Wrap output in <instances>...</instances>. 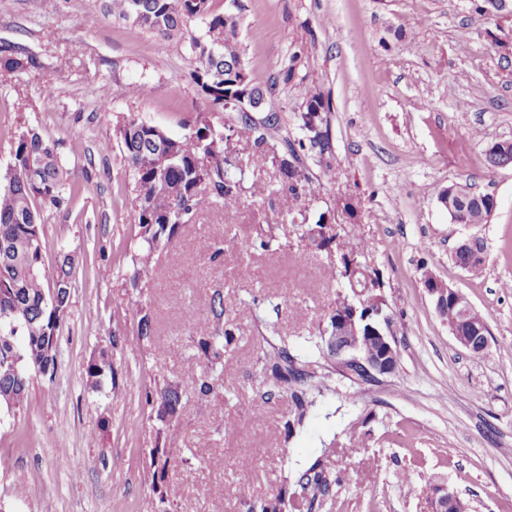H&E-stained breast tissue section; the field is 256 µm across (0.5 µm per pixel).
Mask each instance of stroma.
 <instances>
[{"mask_svg": "<svg viewBox=\"0 0 512 512\" xmlns=\"http://www.w3.org/2000/svg\"><path fill=\"white\" fill-rule=\"evenodd\" d=\"M482 3L214 0L216 12L237 18L245 66L278 117L269 141L297 149L305 181L294 214L281 217L277 167L257 162L253 142H234L243 179L235 241H223V208L205 211L177 241L186 263L156 255L154 279L134 289L126 251L138 240L137 192L116 120L132 115L180 136L197 113L228 127L239 115L212 111L198 93L187 37L104 17L100 0L78 10L68 0H0V42L41 63L0 80V172L32 126L57 141L84 184L69 209L45 214L46 266L61 251L80 264L53 377L34 376L26 406L0 411L5 512H246L243 493L274 497L317 461L336 492L304 499L301 512H433L436 483L474 512H512V164L485 161L490 143L512 141V15ZM302 85L329 104L322 153L301 127ZM456 182L494 195L487 223L451 222L438 196ZM321 218L339 247L318 250L303 237L302 225ZM259 228L272 251L249 250ZM471 235L487 249L477 273L451 259ZM365 244L385 282L400 366L362 385L333 376L286 436L292 402L285 393L263 399L265 356L275 346L307 352L336 298L328 270ZM245 261L255 271L247 282L234 275ZM428 271L485 316L482 355L457 345L423 286ZM216 292L235 330L224 387L207 396L183 388L175 418L161 424L145 392L179 381L183 364L168 351L196 353L185 313L207 319ZM140 308L154 321L143 341ZM106 347L115 380L89 387L85 368ZM98 431L102 441L89 443ZM160 448L181 451L164 472L152 464ZM169 485L178 494L165 506Z\"/></svg>", "mask_w": 512, "mask_h": 512, "instance_id": "1", "label": "stroma"}]
</instances>
